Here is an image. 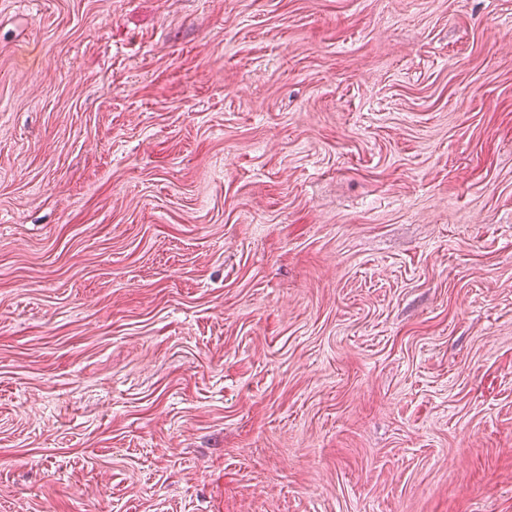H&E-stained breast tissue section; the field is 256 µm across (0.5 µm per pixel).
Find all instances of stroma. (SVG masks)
<instances>
[{"label":"stroma","mask_w":512,"mask_h":512,"mask_svg":"<svg viewBox=\"0 0 512 512\" xmlns=\"http://www.w3.org/2000/svg\"><path fill=\"white\" fill-rule=\"evenodd\" d=\"M0 512H512V0H0Z\"/></svg>","instance_id":"1"}]
</instances>
